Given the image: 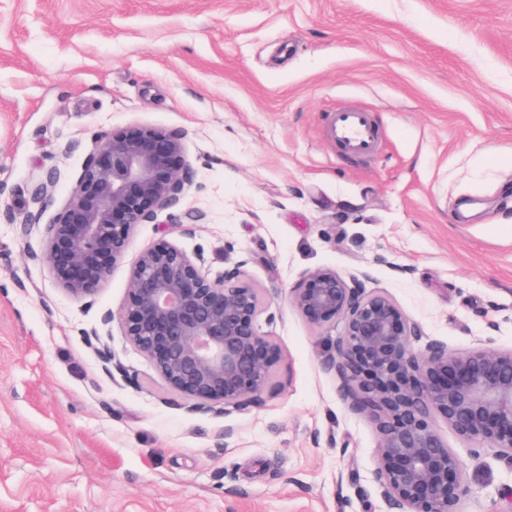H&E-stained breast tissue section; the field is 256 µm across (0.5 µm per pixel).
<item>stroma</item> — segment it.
<instances>
[{"mask_svg":"<svg viewBox=\"0 0 512 512\" xmlns=\"http://www.w3.org/2000/svg\"><path fill=\"white\" fill-rule=\"evenodd\" d=\"M340 106L372 111L378 155L337 154ZM132 126L182 133L191 183L78 299L42 261L45 226L95 138ZM55 168L41 226L0 209V512H392L374 427L326 362L342 330L288 302L306 271L386 291L415 347H512V0H0V202L21 210ZM164 238L260 288L281 354L260 403L189 411L103 323ZM435 426L459 512H512V463Z\"/></svg>","mask_w":512,"mask_h":512,"instance_id":"1","label":"stroma"}]
</instances>
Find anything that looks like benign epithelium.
<instances>
[{
	"label": "benign epithelium",
	"mask_w": 512,
	"mask_h": 512,
	"mask_svg": "<svg viewBox=\"0 0 512 512\" xmlns=\"http://www.w3.org/2000/svg\"><path fill=\"white\" fill-rule=\"evenodd\" d=\"M183 137L162 128L116 129L96 143L66 205L48 225L42 260L79 299L96 295L140 224L176 204L188 181ZM49 173L19 212L34 225L52 198ZM310 326L343 332L329 356L342 391L373 422L375 480L399 512H458L465 493L457 453L434 426L512 461V348L458 352L413 347L418 328L382 290L365 292L333 268L302 274L289 291ZM259 289L234 268L210 277L202 252L162 239L131 261L122 336L174 394L226 415L261 402L280 360L261 332Z\"/></svg>",
	"instance_id": "1"
}]
</instances>
